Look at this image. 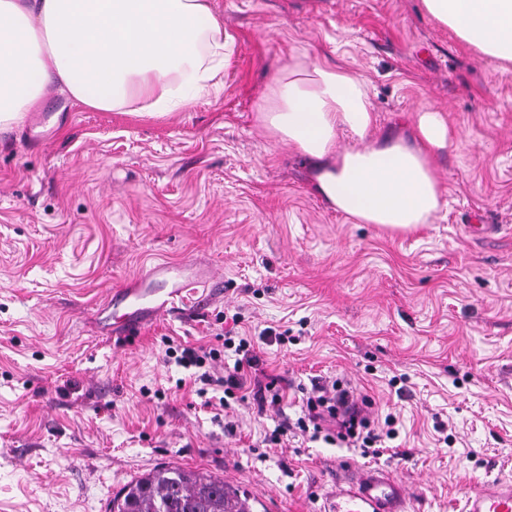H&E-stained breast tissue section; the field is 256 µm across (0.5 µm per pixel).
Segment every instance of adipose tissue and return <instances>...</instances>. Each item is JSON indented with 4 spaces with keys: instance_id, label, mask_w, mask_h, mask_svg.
<instances>
[{
    "instance_id": "ef3b65f1",
    "label": "adipose tissue",
    "mask_w": 512,
    "mask_h": 512,
    "mask_svg": "<svg viewBox=\"0 0 512 512\" xmlns=\"http://www.w3.org/2000/svg\"><path fill=\"white\" fill-rule=\"evenodd\" d=\"M481 57L512 63V0H422ZM233 39L210 0H0V130L50 88L84 108L164 115L219 88ZM277 141L308 157L316 192L361 224L404 234L445 206L433 155L452 142L421 107L410 136L374 139L365 81L297 57L271 79L258 112Z\"/></svg>"
}]
</instances>
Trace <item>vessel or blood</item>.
<instances>
[{
    "mask_svg": "<svg viewBox=\"0 0 512 512\" xmlns=\"http://www.w3.org/2000/svg\"><path fill=\"white\" fill-rule=\"evenodd\" d=\"M203 288L213 292L221 284L214 279L195 278L187 270L158 265L149 269L138 287L120 297L126 310L123 320L161 310L178 300L185 289ZM323 512H408L404 490L385 470L360 467L337 477ZM465 512H512V484L496 483L469 496Z\"/></svg>",
    "mask_w": 512,
    "mask_h": 512,
    "instance_id": "1",
    "label": "vessel or blood"
}]
</instances>
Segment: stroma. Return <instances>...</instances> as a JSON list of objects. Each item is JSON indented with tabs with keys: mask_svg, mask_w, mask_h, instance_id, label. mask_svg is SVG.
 Masks as SVG:
<instances>
[{
	"mask_svg": "<svg viewBox=\"0 0 512 512\" xmlns=\"http://www.w3.org/2000/svg\"><path fill=\"white\" fill-rule=\"evenodd\" d=\"M234 38L218 91L162 116L98 112L51 91L0 132V512H108L131 479L173 464L224 478L267 512H318L339 469L384 468L410 512H462L512 481V65L478 58L422 0H212ZM307 55L359 72L373 135L417 107L457 139L432 164L446 192L410 234L358 224L312 188L307 161L257 120L272 76ZM187 291L139 329L113 296L154 264ZM241 313L239 326L225 315ZM285 344L261 339L266 327ZM248 335L279 406L202 407L168 343ZM340 379L382 456L285 435L312 380Z\"/></svg>",
	"mask_w": 512,
	"mask_h": 512,
	"instance_id": "1",
	"label": "stroma"
}]
</instances>
